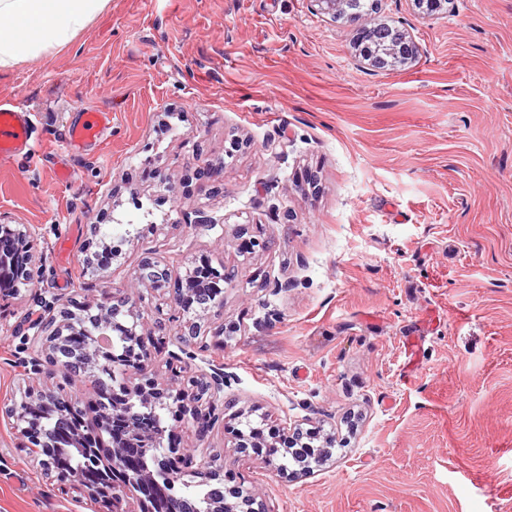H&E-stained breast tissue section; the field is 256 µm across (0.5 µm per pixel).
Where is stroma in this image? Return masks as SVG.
I'll return each instance as SVG.
<instances>
[{"label": "stroma", "mask_w": 512, "mask_h": 512, "mask_svg": "<svg viewBox=\"0 0 512 512\" xmlns=\"http://www.w3.org/2000/svg\"><path fill=\"white\" fill-rule=\"evenodd\" d=\"M379 16L411 64L357 62L359 22L310 0H109L0 70L38 146L0 165V225L31 229L39 272L0 289V512H110L44 475L6 415L30 385L96 399L14 328L43 297L135 296L146 259L170 272L135 308L152 376L224 372L206 432L173 425L182 470L222 464L265 512H512V0ZM85 107L111 112L104 143L51 153ZM145 207L141 238H110ZM95 228L116 255L93 273ZM204 261L233 279L192 313L178 289ZM238 410L334 437L331 458L280 474L236 448Z\"/></svg>", "instance_id": "1"}]
</instances>
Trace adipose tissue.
<instances>
[{
    "instance_id": "adipose-tissue-1",
    "label": "adipose tissue",
    "mask_w": 512,
    "mask_h": 512,
    "mask_svg": "<svg viewBox=\"0 0 512 512\" xmlns=\"http://www.w3.org/2000/svg\"><path fill=\"white\" fill-rule=\"evenodd\" d=\"M108 0H0V69L67 45Z\"/></svg>"
}]
</instances>
